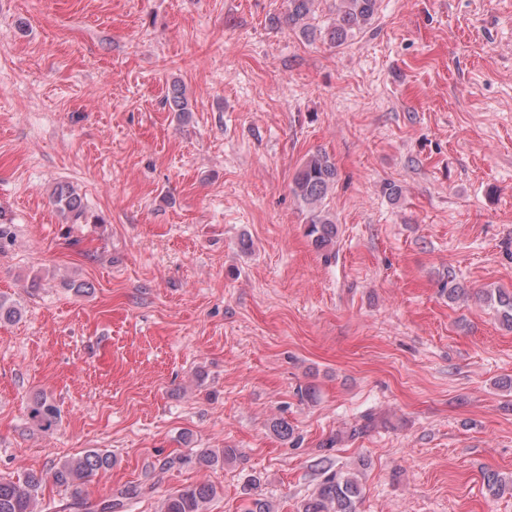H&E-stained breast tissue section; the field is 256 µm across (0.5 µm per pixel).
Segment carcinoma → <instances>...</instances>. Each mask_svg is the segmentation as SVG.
Returning a JSON list of instances; mask_svg holds the SVG:
<instances>
[{"instance_id": "carcinoma-1", "label": "carcinoma", "mask_w": 512, "mask_h": 512, "mask_svg": "<svg viewBox=\"0 0 512 512\" xmlns=\"http://www.w3.org/2000/svg\"><path fill=\"white\" fill-rule=\"evenodd\" d=\"M317 0H289L285 23L288 28L306 40L322 35L331 44L341 46L363 32L377 13L378 0H336L335 16L331 23L320 29L312 23V7ZM338 172L334 159L326 152L310 154L297 170L291 186L293 195L307 210L305 234L318 250H328L336 244L338 228L325 210L324 202L336 184ZM54 203L65 220L71 224L87 221L79 196L68 185L54 190ZM483 300L494 306L500 323L512 330V293L501 289L487 291ZM28 419L42 432L55 430L59 410L47 395L38 396L27 407ZM236 458V449L221 448L204 451L200 460L213 466ZM112 466V455L107 452L89 451L53 467L49 472L31 471L22 478L0 480V512H36V503L46 481L59 487L79 492L81 485L100 469ZM324 479L302 502L299 512H359L363 487L357 476L349 471L323 468ZM486 489L493 497L512 494V475L505 477L498 472L484 474ZM217 495V488L200 483L178 489L165 499L161 512H208V504Z\"/></svg>"}]
</instances>
